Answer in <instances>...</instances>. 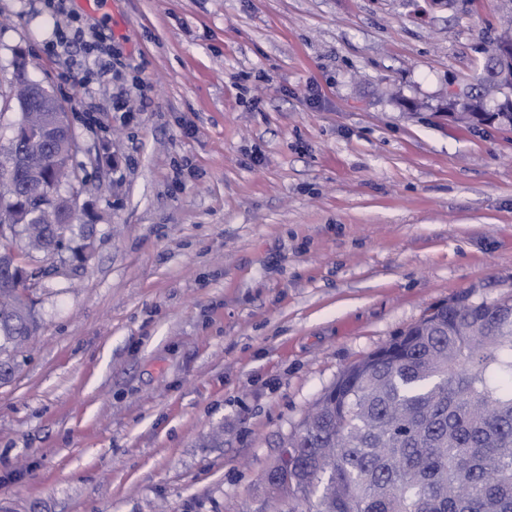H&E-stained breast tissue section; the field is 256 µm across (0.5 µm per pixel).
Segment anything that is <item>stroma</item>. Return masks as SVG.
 Listing matches in <instances>:
<instances>
[{"mask_svg":"<svg viewBox=\"0 0 512 512\" xmlns=\"http://www.w3.org/2000/svg\"><path fill=\"white\" fill-rule=\"evenodd\" d=\"M66 4L0 0V145L21 51L68 112L93 227L88 260H47L0 381V512H247L341 371L512 291V129L448 104L496 109L484 48L512 5ZM75 17L119 75L48 52Z\"/></svg>","mask_w":512,"mask_h":512,"instance_id":"35a3bbf8","label":"stroma"}]
</instances>
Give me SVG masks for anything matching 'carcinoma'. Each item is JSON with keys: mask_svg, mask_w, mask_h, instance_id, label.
I'll use <instances>...</instances> for the list:
<instances>
[{"mask_svg": "<svg viewBox=\"0 0 512 512\" xmlns=\"http://www.w3.org/2000/svg\"><path fill=\"white\" fill-rule=\"evenodd\" d=\"M20 111L0 146V281L46 275L33 254L87 258L89 225L67 213L35 216L48 192L80 186L78 144L57 157L34 140L37 113ZM26 288H0V377L36 332ZM343 370L268 469L276 512H512V295L469 309L453 301Z\"/></svg>", "mask_w": 512, "mask_h": 512, "instance_id": "carcinoma-1", "label": "carcinoma"}]
</instances>
